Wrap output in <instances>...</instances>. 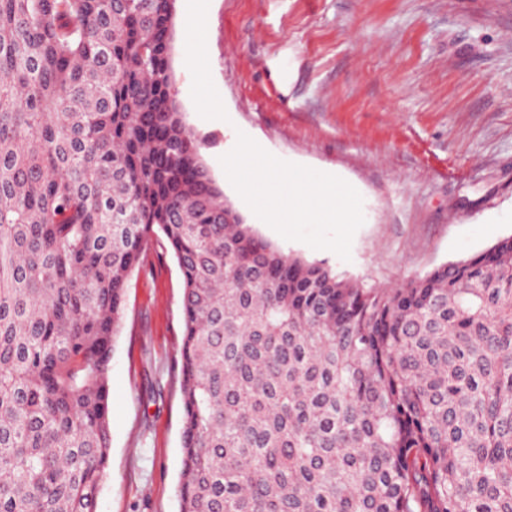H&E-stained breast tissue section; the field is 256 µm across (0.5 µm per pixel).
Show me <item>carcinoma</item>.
<instances>
[{"label": "carcinoma", "mask_w": 512, "mask_h": 512, "mask_svg": "<svg viewBox=\"0 0 512 512\" xmlns=\"http://www.w3.org/2000/svg\"><path fill=\"white\" fill-rule=\"evenodd\" d=\"M175 0H0V512H95L126 288L183 279L179 512H512V236L399 288L284 252L185 121Z\"/></svg>", "instance_id": "cac0c4a2"}]
</instances>
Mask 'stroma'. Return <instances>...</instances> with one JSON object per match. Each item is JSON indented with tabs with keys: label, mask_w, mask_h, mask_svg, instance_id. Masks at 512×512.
I'll use <instances>...</instances> for the list:
<instances>
[{
	"label": "stroma",
	"mask_w": 512,
	"mask_h": 512,
	"mask_svg": "<svg viewBox=\"0 0 512 512\" xmlns=\"http://www.w3.org/2000/svg\"><path fill=\"white\" fill-rule=\"evenodd\" d=\"M172 67L225 198L284 252L397 288L512 235V0H176ZM247 143L341 178L360 222L272 223L225 171ZM182 294L155 242L109 365L96 512H178Z\"/></svg>",
	"instance_id": "stroma-1"
}]
</instances>
